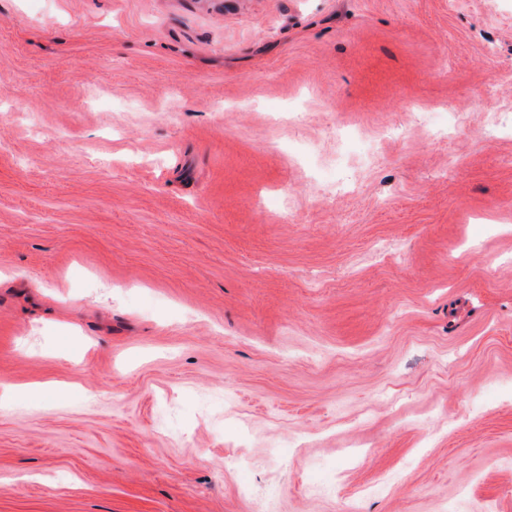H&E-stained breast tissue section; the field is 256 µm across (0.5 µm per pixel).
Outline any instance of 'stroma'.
I'll list each match as a JSON object with an SVG mask.
<instances>
[{
  "label": "stroma",
  "mask_w": 512,
  "mask_h": 512,
  "mask_svg": "<svg viewBox=\"0 0 512 512\" xmlns=\"http://www.w3.org/2000/svg\"><path fill=\"white\" fill-rule=\"evenodd\" d=\"M270 505L512 512V0H0V512Z\"/></svg>",
  "instance_id": "obj_1"
}]
</instances>
